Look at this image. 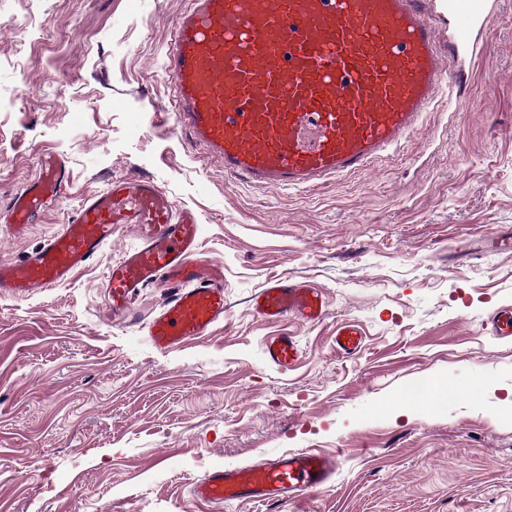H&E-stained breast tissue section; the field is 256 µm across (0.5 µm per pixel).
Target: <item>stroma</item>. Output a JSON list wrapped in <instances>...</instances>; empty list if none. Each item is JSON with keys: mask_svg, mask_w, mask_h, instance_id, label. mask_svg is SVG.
Returning <instances> with one entry per match:
<instances>
[{"mask_svg": "<svg viewBox=\"0 0 512 512\" xmlns=\"http://www.w3.org/2000/svg\"><path fill=\"white\" fill-rule=\"evenodd\" d=\"M188 0H0V210L63 157L57 207L14 233L17 261L115 178L153 179L203 226L224 266L226 318L162 354L101 317L107 267L131 229L73 278L0 295V512H512V0H497L460 112L440 98L392 156L303 190L255 187L203 158L188 131L152 128L173 110L162 67ZM288 274L322 288L315 325L269 323L251 297ZM363 348L337 353L343 321ZM298 339L291 371L266 337ZM455 390L442 404L402 394ZM278 450L333 457L329 483L271 510L207 508L190 485Z\"/></svg>", "mask_w": 512, "mask_h": 512, "instance_id": "35a3bbf8", "label": "stroma"}]
</instances>
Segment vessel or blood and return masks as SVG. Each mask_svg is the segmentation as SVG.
I'll use <instances>...</instances> for the list:
<instances>
[{
  "label": "vessel or blood",
  "instance_id": "b4317fda",
  "mask_svg": "<svg viewBox=\"0 0 512 512\" xmlns=\"http://www.w3.org/2000/svg\"><path fill=\"white\" fill-rule=\"evenodd\" d=\"M174 23L163 65L173 112L150 123L187 129L225 175L267 188H313L366 169L414 134L447 73L466 79L478 59L496 0H440L453 21L440 43L430 0H190ZM66 165L42 157L41 173L11 197L6 224L25 232L58 201ZM132 228L137 243L113 260L103 279L102 313L140 328L161 353L183 348L222 322L224 267L205 256L196 213L178 206L153 180L116 178L85 197L68 224L19 261H0V294L24 298L69 281ZM160 288L157 310L137 305ZM270 322L307 325L327 315L324 291L288 275L252 296ZM336 349L355 355L362 329L337 325ZM270 364L289 369L301 350L282 332L263 344ZM327 455L279 451L244 467H215L192 486L202 504L258 501L276 507L328 483Z\"/></svg>",
  "mask_w": 512,
  "mask_h": 512
}]
</instances>
